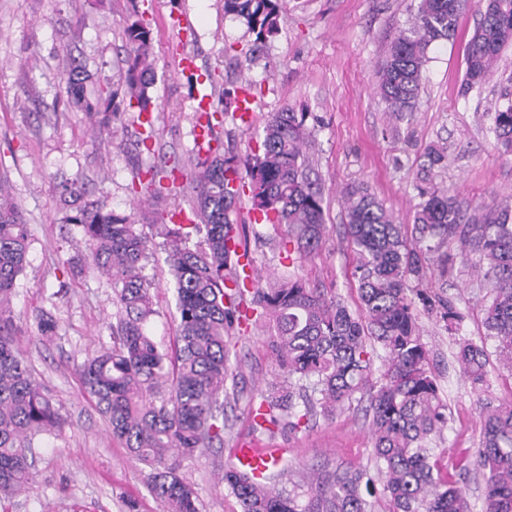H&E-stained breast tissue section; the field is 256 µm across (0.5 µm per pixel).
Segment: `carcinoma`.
<instances>
[{"instance_id": "obj_1", "label": "carcinoma", "mask_w": 512, "mask_h": 512, "mask_svg": "<svg viewBox=\"0 0 512 512\" xmlns=\"http://www.w3.org/2000/svg\"><path fill=\"white\" fill-rule=\"evenodd\" d=\"M468 0H420L417 14L400 31L378 71L376 93L400 118L414 109L428 50L454 36ZM480 18L465 47V86L486 82L502 50L512 45V0H478ZM281 0H224V14L242 21L261 43L279 30ZM124 90L87 92L88 75L71 60L68 97L85 114L89 128L102 133L125 110L135 109L152 127L149 107L155 71L150 61L152 30L137 13L124 21ZM221 112H202L197 126L206 131L205 151L192 148L197 162L186 179L192 186V220L165 224L161 235L173 276L177 335L163 349L146 331L155 314L152 282L145 274L149 239L130 216L106 202L85 199L78 177L54 188L63 222L79 228L94 267L112 284L116 322L112 347L79 367L84 391L96 400L112 436L148 469V484L163 512H199L194 487L181 475L182 463L224 444V393L233 376L225 336L241 323L247 278L238 268L247 253L229 214L247 189L259 219L283 226L299 257L322 242V194L309 178V133L305 114L288 107L269 115L259 154L244 158L212 145ZM490 132L503 153L512 155V99L492 113ZM150 166L140 190L161 193ZM248 181H243V178ZM0 173V501L19 494L36 475L34 440L63 427L64 419L44 387L15 352L12 298L28 252V228L20 206L5 192ZM345 237L355 255L359 314L325 288L289 279L255 292L254 303L272 320V348L288 380H314L323 413L343 409L355 395L372 390L370 411L374 456L382 494L390 512H474L459 481L442 474L428 448L448 418L421 341L409 280L419 276L420 244L430 238L459 237L480 255L489 288L484 305L488 336L499 360L512 369V203L481 205L465 215L456 197L436 189L419 193L411 241L383 204L365 187L343 192ZM448 328L464 315L439 301ZM38 328L50 339L56 317L43 312ZM383 369L370 382L377 349ZM457 361L474 384L486 380L485 347L464 340ZM294 387L274 390L260 402L255 417L277 423L272 409L288 411V429L299 428L311 412L295 411ZM484 427L477 465L485 497L482 512H512V401L483 408ZM365 474L345 470L319 482L302 505L297 495L277 489L273 477L248 478L229 465L222 482L242 512H371L361 493Z\"/></svg>"}]
</instances>
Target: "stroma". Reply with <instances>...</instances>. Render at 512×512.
<instances>
[{
  "label": "stroma",
  "instance_id": "1",
  "mask_svg": "<svg viewBox=\"0 0 512 512\" xmlns=\"http://www.w3.org/2000/svg\"><path fill=\"white\" fill-rule=\"evenodd\" d=\"M278 34L262 53L238 19L225 15L222 0H0V163L8 170L10 196L29 230L27 265L17 280L12 309L20 332L16 347L65 420L64 428L37 438L39 473L6 502L7 512H163L149 493L147 472L114 438L96 402L81 385L78 366L86 355L111 347L112 288L92 264L74 225L64 223L53 192L62 179L81 176L88 198L105 201L139 224L190 205L187 183H172L170 170L189 167L193 146L195 82L211 77L215 107L225 91L243 82L256 89L255 119L242 128L225 111L216 134L224 149L254 154L271 113L283 107L306 113L312 176L323 194L325 230L321 248L307 257L289 254L283 229L248 222L249 198L230 219L252 259L253 285L270 287L286 277L334 289L350 310L359 306L351 276L353 254L344 233L341 199L351 184L367 187L414 235L419 189L448 191L464 209L492 200L512 202V155L503 154L488 132L490 114L512 85V47L500 55L493 76L464 90L465 45L477 14L461 16L454 39L434 44L414 112L390 118L375 91L377 72L398 31L419 0H283ZM143 13L154 36L156 83L154 156L134 150L142 128L124 113L113 128L92 134L83 112L68 101L64 77L70 57H79L89 89L118 86L123 21ZM196 57L193 71L178 69L181 53ZM445 148L448 165L427 170L429 147ZM159 159L164 191L137 206V174ZM422 276L414 308L422 342L448 406V425L433 440L442 463L458 474L460 462L474 463L481 442V406L512 400V371L490 359L487 382L474 385L455 360L460 340L494 349L484 324L486 293L478 254L451 239L422 251ZM153 283L156 313L148 333L161 345L174 341L178 314L161 248H153L146 269ZM452 302L464 315L449 330L428 300ZM58 319L51 340H43L37 316ZM271 324L259 311L236 327L229 341L237 351L224 401V444L185 462L183 476L198 494L201 512H241L219 478L233 448L246 441L264 451H281L285 470L277 486L291 491L347 468L373 472L374 452L364 403L325 416L310 414L298 431L288 430L285 413L277 424L256 428L251 410L283 374L270 347Z\"/></svg>",
  "mask_w": 512,
  "mask_h": 512
}]
</instances>
